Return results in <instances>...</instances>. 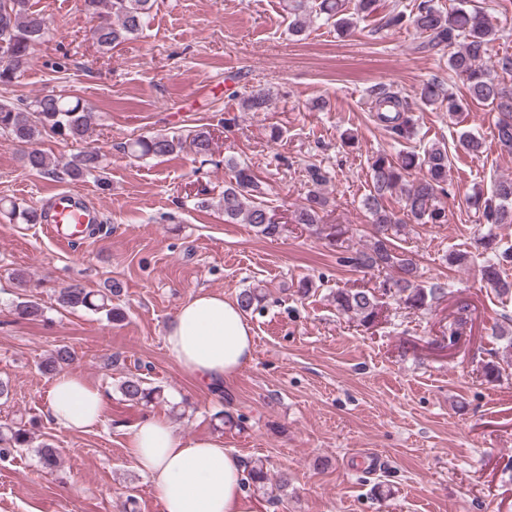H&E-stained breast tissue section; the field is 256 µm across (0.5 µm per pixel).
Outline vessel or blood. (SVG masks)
Instances as JSON below:
<instances>
[{
    "label": "vessel or blood",
    "mask_w": 512,
    "mask_h": 512,
    "mask_svg": "<svg viewBox=\"0 0 512 512\" xmlns=\"http://www.w3.org/2000/svg\"><path fill=\"white\" fill-rule=\"evenodd\" d=\"M45 213L47 232L67 246L85 240L90 227L102 222L100 210L86 203L83 193L70 189L51 191Z\"/></svg>",
    "instance_id": "vessel-or-blood-1"
}]
</instances>
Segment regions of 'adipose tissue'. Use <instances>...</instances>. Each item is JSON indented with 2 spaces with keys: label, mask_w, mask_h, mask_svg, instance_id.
Returning <instances> with one entry per match:
<instances>
[{
  "label": "adipose tissue",
  "mask_w": 512,
  "mask_h": 512,
  "mask_svg": "<svg viewBox=\"0 0 512 512\" xmlns=\"http://www.w3.org/2000/svg\"><path fill=\"white\" fill-rule=\"evenodd\" d=\"M164 346L180 368L212 387L222 386L254 351L250 324L238 304L217 293L193 296L166 328ZM53 421L85 430L102 423V389L72 373L58 375L49 391ZM127 447L148 476L162 512H258L244 487L241 460L219 438L187 439L165 417L138 424Z\"/></svg>",
  "instance_id": "obj_1"
}]
</instances>
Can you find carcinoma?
Masks as SVG:
<instances>
[{"label": "carcinoma", "instance_id": "1", "mask_svg": "<svg viewBox=\"0 0 512 512\" xmlns=\"http://www.w3.org/2000/svg\"><path fill=\"white\" fill-rule=\"evenodd\" d=\"M28 0H0V84L12 83L29 64L33 47L46 33L44 18L30 11ZM87 12L104 19L94 31L97 44L114 48L142 28L149 16L152 0H83ZM344 0H289L288 13L291 16L290 29L301 32L314 20L322 18L337 27L349 28L351 19L342 16ZM411 25L421 48L448 49V68L464 79L471 96L487 102L498 112L494 127V138L508 153L512 154V89L503 85L490 69L483 67V60L490 50L498 32V24L485 12L461 7L444 12L430 0H422L412 14L392 12L385 20L386 26ZM423 103L438 101L448 104V112L461 109L453 93L437 82H428L420 92ZM376 112L394 141L410 139L417 135L413 108L408 100L394 93L381 92L376 98ZM91 115L81 100L62 94H45L22 106L0 102V134L12 137L21 144L32 145L44 133H51L82 145V149L65 165L52 162L42 150L33 148L24 154V162L30 169L56 175L63 172L72 179L94 178L103 169L102 154L92 146L85 145L89 135ZM212 139L203 129L193 130L186 136L157 135L139 137L129 143L131 153L139 158L150 155H172L188 149L196 155L210 152ZM419 168L426 170L421 177L408 181L409 171ZM233 182L224 187L221 207L225 220L250 224L266 238H277L281 226L274 215L256 202L262 187L248 166L232 165ZM450 159L445 146L433 143L424 148L423 155L407 154L399 159L379 154L370 164L373 191L363 201V207L372 216L374 242L365 250H357L347 261L361 269L374 270L384 275L379 290L402 301L412 310H426L445 294L446 288L439 284L424 285L418 280L417 266L413 259L400 254L394 247L393 239L400 232L402 224L397 213L388 208L386 201L393 194H400L401 207L406 215L418 224H444L447 222L441 196L448 193V172ZM309 190L306 203L294 211V222L308 227H317L321 222L320 212L328 205V199L321 187L328 180V172L313 164L307 168ZM474 205L482 210L486 224H512V178L498 179L491 195L475 198ZM12 216L25 224L39 221L37 211L12 201L9 203ZM512 258V250L504 249L484 257L481 267L483 280L500 295L512 292V283L503 279L501 261ZM112 285L92 293L79 283L70 284L59 290L57 303L63 308L84 307L105 313L109 319L118 315L112 307ZM336 307L344 314H351L364 323L373 320L377 308L375 292L369 289H341L336 291ZM15 312L21 318L38 317L42 314L39 303L27 298L15 304ZM73 356L66 346L56 348L44 360L42 369L57 372L72 362ZM119 389L130 401L146 403L163 400L161 390L148 387L144 378L132 374L121 381ZM31 432L22 427L0 426V460L12 457L20 448L30 446Z\"/></svg>", "mask_w": 512, "mask_h": 512}]
</instances>
